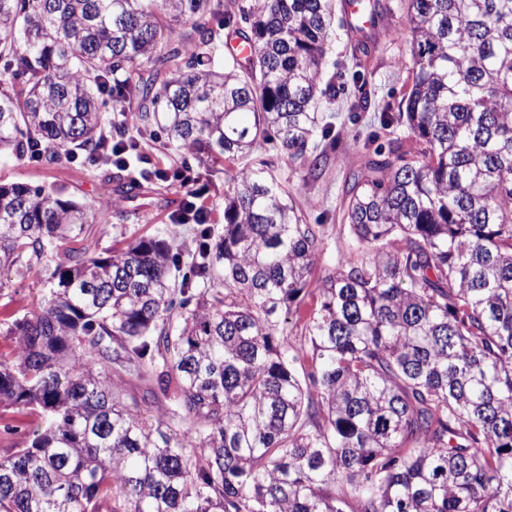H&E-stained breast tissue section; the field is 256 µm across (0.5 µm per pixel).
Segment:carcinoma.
<instances>
[{"mask_svg":"<svg viewBox=\"0 0 512 512\" xmlns=\"http://www.w3.org/2000/svg\"><path fill=\"white\" fill-rule=\"evenodd\" d=\"M402 2L384 36L412 73L377 120L409 135L346 180L368 259L315 281L323 225L257 152L323 159L335 0H247L244 64L216 60L214 0H0V155L112 154L102 91L124 75L112 110L137 131L253 160L189 276L171 233L75 248L95 205L0 183V269L49 266L0 358V405L42 418L0 457V512H512V0ZM142 61L166 79H132Z\"/></svg>","mask_w":512,"mask_h":512,"instance_id":"carcinoma-1","label":"carcinoma"}]
</instances>
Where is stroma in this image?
I'll list each match as a JSON object with an SVG mask.
<instances>
[{"label": "stroma", "mask_w": 512, "mask_h": 512, "mask_svg": "<svg viewBox=\"0 0 512 512\" xmlns=\"http://www.w3.org/2000/svg\"><path fill=\"white\" fill-rule=\"evenodd\" d=\"M350 22L344 9H337L331 29V50L324 71L325 79L336 85V98L322 105L321 121L332 122L336 140L326 152V163L317 170L294 168L278 143L263 146L261 156L274 164L275 174L288 189L305 220L323 225L325 236L314 271L323 277L346 255L352 236L341 221L343 187L350 172L365 161V144L370 136L379 142L407 137L406 128L380 129L377 116L385 104H398L411 66L409 45L405 37L372 43L356 41L349 31ZM363 101L361 110H353L356 101ZM191 172L201 190L200 201L210 212L215 230L224 226V194L231 188L229 174L221 164L210 159L192 163ZM1 182H27L33 185L61 186L67 197L92 201L99 206L106 221L89 225L90 242L99 249L118 246L120 242L152 236L166 227H174L178 241L187 247L197 238L193 224H174L173 215L180 206L184 192L176 181L158 182L154 190L127 198L116 193L115 171L87 163L64 161L46 167L39 163L0 158ZM43 274L40 268L23 273L0 272V357L11 356L16 339L8 328L16 318L30 311L39 298ZM41 423L40 417L27 410L0 406V455L10 454L14 443L20 442Z\"/></svg>", "instance_id": "35a3bbf8"}]
</instances>
